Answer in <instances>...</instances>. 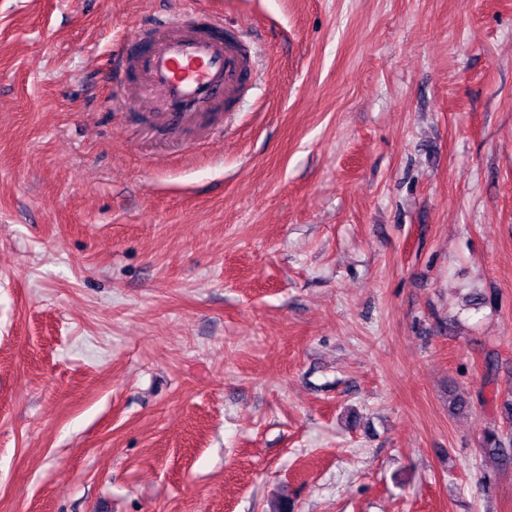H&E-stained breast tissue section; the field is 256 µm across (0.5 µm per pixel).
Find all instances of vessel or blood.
<instances>
[{"label": "vessel or blood", "instance_id": "vessel-or-blood-1", "mask_svg": "<svg viewBox=\"0 0 512 512\" xmlns=\"http://www.w3.org/2000/svg\"><path fill=\"white\" fill-rule=\"evenodd\" d=\"M148 92L177 109L172 124L190 122L197 109L231 98L258 77L256 60L242 42L171 28L132 56Z\"/></svg>", "mask_w": 512, "mask_h": 512}]
</instances>
